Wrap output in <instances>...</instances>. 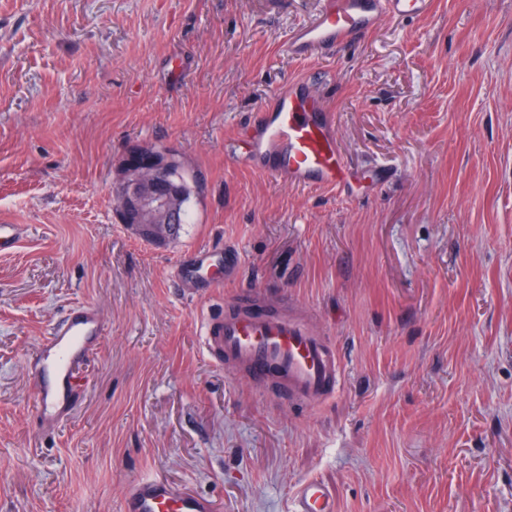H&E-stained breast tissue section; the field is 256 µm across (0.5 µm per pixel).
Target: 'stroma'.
<instances>
[{
  "label": "stroma",
  "instance_id": "obj_1",
  "mask_svg": "<svg viewBox=\"0 0 512 512\" xmlns=\"http://www.w3.org/2000/svg\"><path fill=\"white\" fill-rule=\"evenodd\" d=\"M319 0H0V512H121L150 476L216 512H512V0H433L318 60L281 44ZM310 84L349 192L235 165L252 112ZM135 145L203 181L168 245L121 224ZM387 170H380V163ZM239 253L207 298L177 266ZM253 289L331 341L343 384L281 406L215 365L200 316ZM80 304L104 335L69 416L29 378ZM293 512H338L336 494L318 479H307L293 497Z\"/></svg>",
  "mask_w": 512,
  "mask_h": 512
}]
</instances>
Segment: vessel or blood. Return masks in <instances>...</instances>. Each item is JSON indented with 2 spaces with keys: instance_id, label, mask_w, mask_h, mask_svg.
<instances>
[{
  "instance_id": "1",
  "label": "vessel or blood",
  "mask_w": 512,
  "mask_h": 512,
  "mask_svg": "<svg viewBox=\"0 0 512 512\" xmlns=\"http://www.w3.org/2000/svg\"><path fill=\"white\" fill-rule=\"evenodd\" d=\"M431 0H322L319 9L290 31L285 53L296 59L331 57L382 21L425 13ZM313 95L284 84L241 133L234 163L275 181L302 187H336L349 180L334 119L315 107ZM104 331L97 307H74L39 343L36 413L44 428L56 427L78 393L77 371ZM202 345L225 371L242 377L278 403L314 405L333 398L341 383L334 346L301 318L269 305L253 291L226 301L224 311L201 321ZM122 512H213L201 495L182 493L155 478H141L123 500ZM293 512H338L336 496L317 479L303 481Z\"/></svg>"
}]
</instances>
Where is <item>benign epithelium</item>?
Here are the masks:
<instances>
[{
  "instance_id": "7a95c632",
  "label": "benign epithelium",
  "mask_w": 512,
  "mask_h": 512,
  "mask_svg": "<svg viewBox=\"0 0 512 512\" xmlns=\"http://www.w3.org/2000/svg\"><path fill=\"white\" fill-rule=\"evenodd\" d=\"M190 184L168 167V161L146 148L130 150L113 182L115 209L122 222L141 238L163 245L177 237Z\"/></svg>"
}]
</instances>
